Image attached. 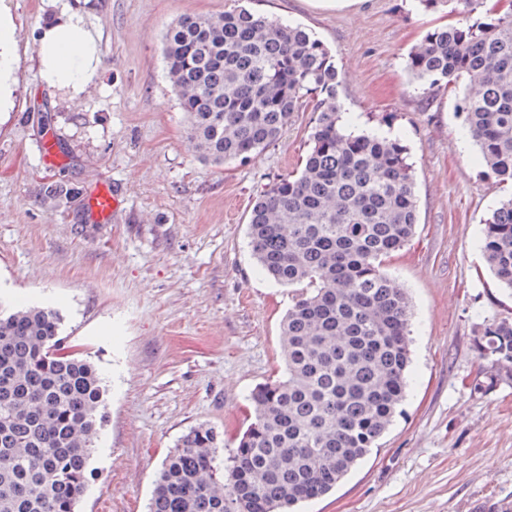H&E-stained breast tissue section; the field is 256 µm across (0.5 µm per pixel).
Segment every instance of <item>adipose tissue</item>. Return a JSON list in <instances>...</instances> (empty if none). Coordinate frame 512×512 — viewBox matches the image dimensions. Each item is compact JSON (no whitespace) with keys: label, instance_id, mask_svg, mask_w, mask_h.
Segmentation results:
<instances>
[{"label":"adipose tissue","instance_id":"1","mask_svg":"<svg viewBox=\"0 0 512 512\" xmlns=\"http://www.w3.org/2000/svg\"><path fill=\"white\" fill-rule=\"evenodd\" d=\"M51 13L37 40L39 78L48 88L81 92L98 74V39L83 14L66 0H47ZM16 22L5 0H0V112L11 111L16 91L18 54Z\"/></svg>","mask_w":512,"mask_h":512}]
</instances>
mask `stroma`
I'll return each instance as SVG.
<instances>
[{
	"label": "stroma",
	"mask_w": 512,
	"mask_h": 512,
	"mask_svg": "<svg viewBox=\"0 0 512 512\" xmlns=\"http://www.w3.org/2000/svg\"><path fill=\"white\" fill-rule=\"evenodd\" d=\"M18 86L0 115V297L52 306L61 334L103 378L105 420L79 512H147L162 461L206 422L225 444L248 423L251 390L283 370L280 323L293 291L248 246L254 200L299 168L311 112L260 153L203 161L166 77L162 36L185 14L240 5L305 27L342 78L344 123L400 137L415 166L418 224L386 265L413 310L407 396L362 464L303 512H512V377L474 347L482 318L512 312L482 252L483 221L512 194L486 177L442 83L413 94L412 47L453 25L419 0H68L100 35L102 67L79 100L38 75L41 0H7ZM74 188L63 202L47 183ZM114 194L97 219L96 189ZM486 384L473 390L475 381Z\"/></svg>",
	"instance_id": "1"
}]
</instances>
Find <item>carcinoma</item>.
Listing matches in <instances>:
<instances>
[{"label": "carcinoma", "mask_w": 512, "mask_h": 512, "mask_svg": "<svg viewBox=\"0 0 512 512\" xmlns=\"http://www.w3.org/2000/svg\"><path fill=\"white\" fill-rule=\"evenodd\" d=\"M453 5L455 24L427 34L406 69L420 95L461 86L457 112L486 167L512 184V6L472 20L484 0ZM166 76L198 155L225 164L279 139L316 98L309 150L252 207L259 269L295 289L281 328L284 370L250 394L249 424L227 456L201 423L162 463L148 512H295L332 491L377 447L402 405L412 310L385 261L415 234L418 198L407 147L344 132L339 74L301 26L246 8L184 15L163 36ZM45 197L72 194L64 182ZM484 259L512 290V199L485 219ZM48 306L0 302V512H77L94 479L105 388L90 356L62 343ZM492 366L512 372V312L475 328Z\"/></svg>", "instance_id": "1"}]
</instances>
